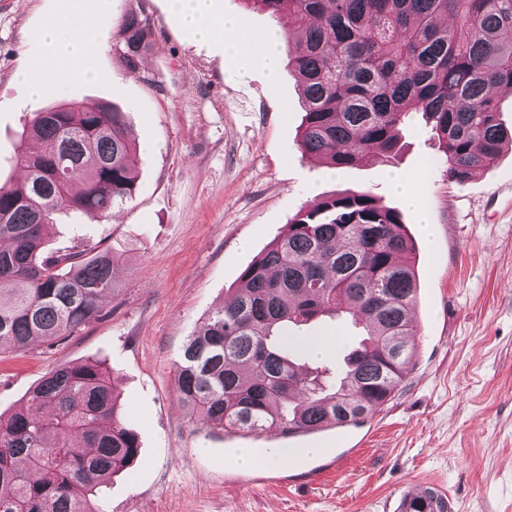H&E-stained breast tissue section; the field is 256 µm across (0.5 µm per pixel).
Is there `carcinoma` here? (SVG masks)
I'll return each instance as SVG.
<instances>
[{
  "mask_svg": "<svg viewBox=\"0 0 512 512\" xmlns=\"http://www.w3.org/2000/svg\"><path fill=\"white\" fill-rule=\"evenodd\" d=\"M294 19L288 64L306 101L302 153L330 169L398 152L408 106L422 110L450 182L493 165L512 144L491 88L512 87V0H240ZM122 56L154 40L130 14ZM19 182H0V351L81 330L116 288L115 248L45 249L61 211L105 216L132 198L139 151L108 102L34 113ZM415 245L398 210L368 190L317 200L241 273L230 298L187 337L178 397L226 431L292 437L358 425L388 402L414 355ZM349 318L363 338L338 370L313 365L295 330ZM138 435L97 363L63 366L0 415V512H106L101 487L139 455ZM403 512H448L433 491Z\"/></svg>",
  "mask_w": 512,
  "mask_h": 512,
  "instance_id": "carcinoma-1",
  "label": "carcinoma"
}]
</instances>
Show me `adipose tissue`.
<instances>
[{"mask_svg":"<svg viewBox=\"0 0 512 512\" xmlns=\"http://www.w3.org/2000/svg\"><path fill=\"white\" fill-rule=\"evenodd\" d=\"M172 2L185 28L198 43L222 41L240 54L249 52L252 46H260L268 74L276 73L284 49L282 32H263L255 37L248 35L241 29L234 14L213 11L212 0ZM41 38L52 51L51 69L39 76L27 71L20 72L19 79L30 96L42 95L55 74L74 71L90 75L89 53L97 43V33L92 26L78 24L71 16L62 15L42 30Z\"/></svg>","mask_w":512,"mask_h":512,"instance_id":"adipose-tissue-1","label":"adipose tissue"}]
</instances>
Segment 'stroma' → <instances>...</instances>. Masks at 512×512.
Listing matches in <instances>:
<instances>
[{
  "instance_id": "1",
  "label": "stroma",
  "mask_w": 512,
  "mask_h": 512,
  "mask_svg": "<svg viewBox=\"0 0 512 512\" xmlns=\"http://www.w3.org/2000/svg\"><path fill=\"white\" fill-rule=\"evenodd\" d=\"M61 13L97 29L94 75L30 98L16 75L47 64L39 31ZM132 13L154 32L136 70L119 42ZM99 101L124 113L140 143L136 190L104 218L57 214L46 242L123 250L117 288L73 336L0 352V414L56 367H109L140 454L105 488L107 512H400L415 486L443 493L450 512H512V150L449 182L414 111L391 162L331 172L299 148L293 69L272 81L259 50L193 43L169 0H0V179H18L9 159L33 113ZM394 172L425 173L424 211L393 191ZM360 189L399 210L416 248L415 355L394 396L361 425L287 439L190 418L175 383L187 336L307 204ZM300 333L334 335L327 359L338 362L361 330L343 320ZM243 448L254 466L236 464ZM274 448L297 454L272 463Z\"/></svg>"
}]
</instances>
